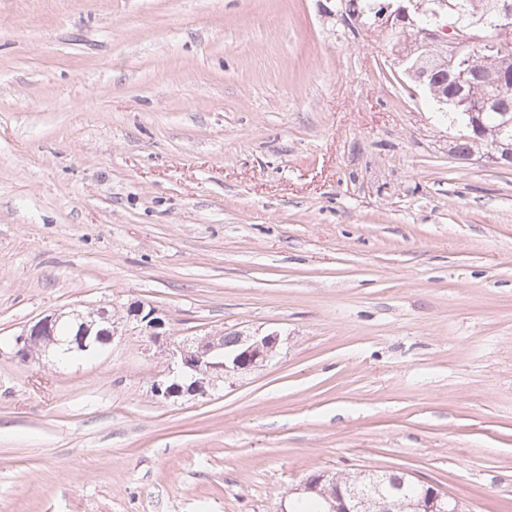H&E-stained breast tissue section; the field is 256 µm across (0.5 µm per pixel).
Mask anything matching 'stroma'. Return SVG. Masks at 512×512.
Segmentation results:
<instances>
[{"label":"stroma","instance_id":"stroma-1","mask_svg":"<svg viewBox=\"0 0 512 512\" xmlns=\"http://www.w3.org/2000/svg\"><path fill=\"white\" fill-rule=\"evenodd\" d=\"M339 8L0 0V512H283L361 470L512 512V168L450 153L394 38ZM134 301L280 354L175 401L136 332L14 355ZM71 315L53 313L28 324L23 332L14 338L16 355L29 359L37 354H49V350L52 349L55 355L64 357L75 350L85 352L106 349L118 335L120 322L115 321L105 307L88 312L86 316L80 313ZM62 323L70 324L75 334L65 339L63 336H57V328ZM55 355L54 362L57 363Z\"/></svg>","mask_w":512,"mask_h":512}]
</instances>
